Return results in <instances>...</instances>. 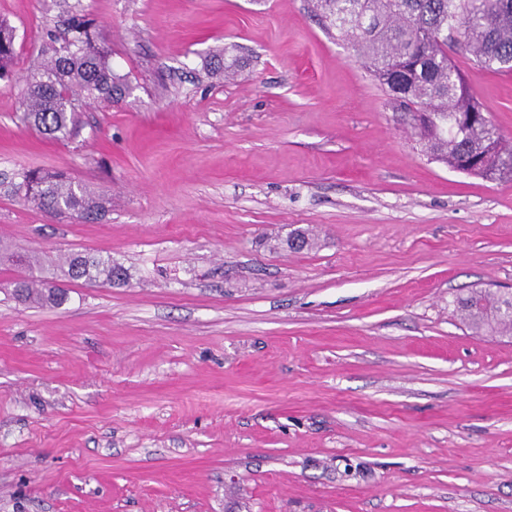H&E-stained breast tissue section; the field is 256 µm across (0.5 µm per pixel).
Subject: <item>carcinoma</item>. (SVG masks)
Segmentation results:
<instances>
[{
    "instance_id": "cac0c4a2",
    "label": "carcinoma",
    "mask_w": 512,
    "mask_h": 512,
    "mask_svg": "<svg viewBox=\"0 0 512 512\" xmlns=\"http://www.w3.org/2000/svg\"><path fill=\"white\" fill-rule=\"evenodd\" d=\"M315 15L336 40L354 47L407 118L422 151L451 170L512 180V149L485 116L448 50L461 49L477 66L512 72V0H313ZM20 108V120L57 140L71 138L89 102L117 104L132 92L112 69V52L97 23L74 13L61 35L46 34ZM15 28L0 20V80L14 65ZM11 193L32 210L65 211L84 221L107 213L104 198L69 175L23 168ZM27 271L11 296L23 304L59 308L69 290L57 281L103 285L129 279L110 257L71 252L49 260L15 253L0 242V264ZM512 293L473 290L457 300L463 322L477 333H512Z\"/></svg>"
}]
</instances>
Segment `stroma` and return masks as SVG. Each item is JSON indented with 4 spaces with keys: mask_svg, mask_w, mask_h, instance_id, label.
<instances>
[{
    "mask_svg": "<svg viewBox=\"0 0 512 512\" xmlns=\"http://www.w3.org/2000/svg\"><path fill=\"white\" fill-rule=\"evenodd\" d=\"M100 24L131 94L60 141L19 120L47 30ZM0 181L62 170L79 222L0 192V239L128 268L23 305L0 264V512H512V181L421 150L309 0H0ZM239 62L209 78L214 52ZM453 60L503 140L512 76ZM312 229L296 252L286 240ZM15 38V28L8 21L0 20V80L11 74L16 56ZM457 311L463 322L477 333L501 336L512 333V293L472 290L458 298Z\"/></svg>",
    "mask_w": 512,
    "mask_h": 512,
    "instance_id": "stroma-1",
    "label": "stroma"
}]
</instances>
